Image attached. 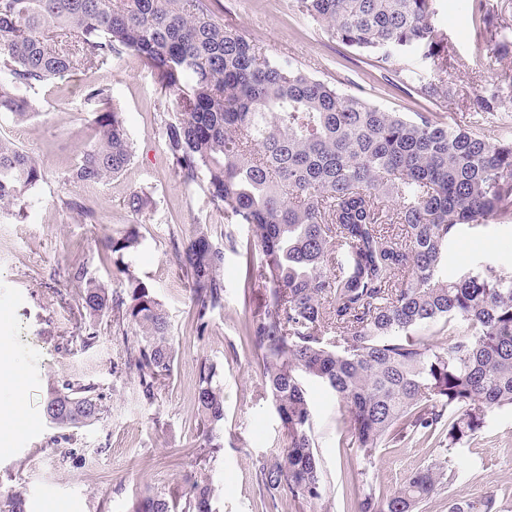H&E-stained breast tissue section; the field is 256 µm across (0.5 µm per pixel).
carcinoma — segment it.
<instances>
[{
	"instance_id": "cac0c4a2",
	"label": "carcinoma",
	"mask_w": 512,
	"mask_h": 512,
	"mask_svg": "<svg viewBox=\"0 0 512 512\" xmlns=\"http://www.w3.org/2000/svg\"><path fill=\"white\" fill-rule=\"evenodd\" d=\"M297 8L401 85L413 81L401 57L422 51L435 76L418 93L448 96L447 46L433 24L437 0H297ZM470 8L489 51L509 56L512 43L498 39L506 24L499 9L489 0H471ZM123 51L154 70L173 104L162 137L182 181L206 183L209 204L248 230L242 244L231 231L216 240L199 224L174 242L193 290V333L202 335L210 314L224 308L225 248L240 258L244 291L265 283L243 341L256 355L286 446L257 461L262 495L324 497L308 380L336 396L367 468L390 442L466 444L489 411L512 407V277L485 262L457 278L440 274L462 228L512 223V139L491 141L434 112H386L269 55L224 25L212 0H0V112L27 123L39 115L28 90L76 69L101 70ZM87 97L108 105L111 88L99 82ZM472 108L512 112V97L481 93ZM133 156L120 113L108 109L96 115L67 180L106 183ZM43 175L38 159L0 138V215L24 220L28 192ZM63 205L82 223H96L80 198ZM138 245L133 230L106 245L126 274L123 293L82 266L67 280L91 321L108 316L123 336L135 329L125 366L151 402L171 378L175 355L166 310L124 261ZM437 324L451 337L446 346L422 334ZM195 404L196 470L179 488L142 496L134 512H213L210 464L224 447V391L211 364L201 366ZM44 407L55 408L49 424L59 428L89 426L104 413L102 396L81 384L50 392ZM453 481L432 463L389 496L357 495L352 512H419ZM448 512L505 510L490 490L449 501Z\"/></svg>"
}]
</instances>
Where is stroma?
I'll use <instances>...</instances> for the list:
<instances>
[{
	"instance_id": "obj_1",
	"label": "stroma",
	"mask_w": 512,
	"mask_h": 512,
	"mask_svg": "<svg viewBox=\"0 0 512 512\" xmlns=\"http://www.w3.org/2000/svg\"><path fill=\"white\" fill-rule=\"evenodd\" d=\"M215 6L225 24L239 27L269 54L297 49L304 70L386 111L434 112L448 125L472 126L491 140L512 137L497 116L479 117L470 109L476 93L498 84L502 71H512V56L488 51L469 0L438 2L435 25L448 43L452 89L438 101L386 81L371 60L297 12L293 0H215ZM103 80L112 88L134 157L109 182L76 185L67 174L101 110L87 89ZM30 95L43 108L35 123L18 124L0 113V137L14 140L44 166L27 219H0V329L11 339L13 362L11 383L0 385V495L23 492L26 512H132L145 491L182 484L198 453L195 383L201 364L211 363L224 389V446L211 472L215 512H351L355 487L366 484L388 496L410 472L436 459L445 461L455 480L438 489L424 512H448L449 500L475 499L494 485L512 499V408L492 410L472 444L445 451L433 439L391 443L378 448L374 468L365 470L334 394L311 381L307 390L325 498L314 509L286 495L261 501L255 465L285 446L255 354L242 341L245 321L263 303L264 290L244 291L238 257L226 251L224 307L212 314L203 336H188L193 299L173 241L191 235L198 224L223 237L224 217L208 204L203 187L183 184L173 170L161 133L166 98L154 72L124 52L102 70L72 71ZM137 191L152 203L136 214L126 202ZM73 195L95 213L96 223L73 219L63 205ZM131 228L140 239L132 268L165 306L176 352L172 379L151 402L124 364L133 336L114 334L103 323L95 342L83 345L78 293L66 280L67 269L81 264L89 276L122 291L126 277L106 256L103 242ZM486 260L512 276V224L463 230L444 271L454 277ZM65 381L93 385L102 395L105 411L94 425L63 431L47 422V392ZM16 409L24 415L19 427L12 423Z\"/></svg>"
}]
</instances>
